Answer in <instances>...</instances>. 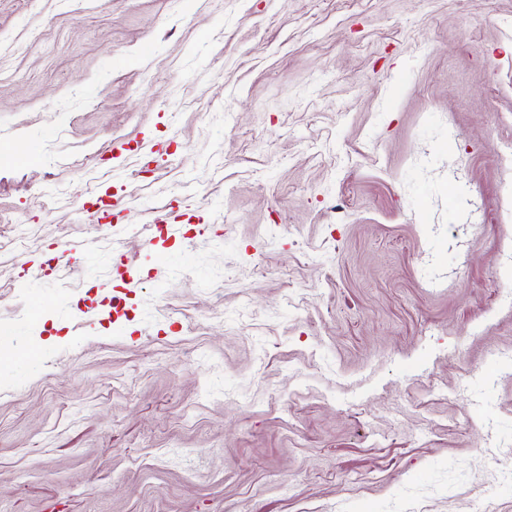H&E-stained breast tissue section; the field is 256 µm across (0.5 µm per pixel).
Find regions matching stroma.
Segmentation results:
<instances>
[{"instance_id": "1", "label": "stroma", "mask_w": 512, "mask_h": 512, "mask_svg": "<svg viewBox=\"0 0 512 512\" xmlns=\"http://www.w3.org/2000/svg\"><path fill=\"white\" fill-rule=\"evenodd\" d=\"M1 323L0 512H512V0H0Z\"/></svg>"}]
</instances>
